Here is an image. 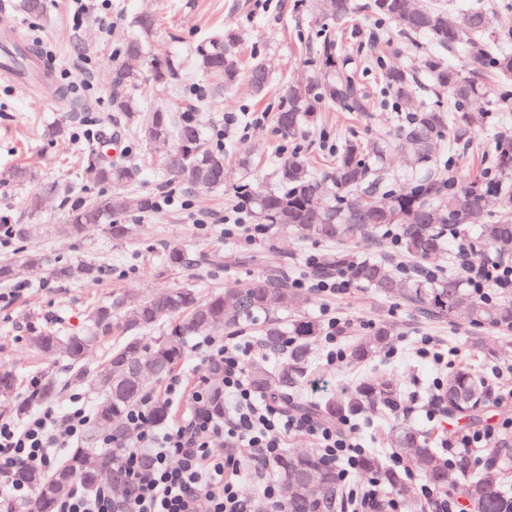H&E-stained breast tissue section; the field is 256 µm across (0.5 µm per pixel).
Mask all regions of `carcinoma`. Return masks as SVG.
Masks as SVG:
<instances>
[{
  "mask_svg": "<svg viewBox=\"0 0 512 512\" xmlns=\"http://www.w3.org/2000/svg\"><path fill=\"white\" fill-rule=\"evenodd\" d=\"M362 12L371 21L370 29L350 26L354 14ZM138 34L129 39L112 65V111L147 145H162L160 162L165 176L204 189L224 187V149L213 148L190 113L205 107L200 98L189 110L174 111L165 106L142 107L137 94L146 82L165 84L176 79L178 68L169 60L147 56L146 42L156 26V15L147 10L134 20ZM392 26L405 37L431 41L436 51L425 62L428 84L448 98H423L407 123L389 134L366 141L352 134L326 173L314 174L307 160L297 152L288 154L276 166L274 187L253 194L250 185L238 186L244 204L250 206L263 224L286 227L304 238L335 240L342 236L367 239L386 228L398 232L399 250L420 264L445 249V233H462L478 258L492 253L512 260V133L503 127L497 137L492 173L469 178L458 177L453 170L438 169L434 155L435 140L446 138L455 143L471 141L473 134L470 106L483 101L489 112L512 110V27L503 25L478 0L453 9L430 0H327L324 21L305 38L306 47L316 54L314 69L301 83L288 85L285 102L276 113L282 136L295 138L318 124L326 110L373 112L375 99L366 90L350 58L342 54L348 40L377 43L375 30ZM237 34L230 27L216 28L206 34L194 49L192 67L216 79L215 91L233 88L246 77L255 95L262 99L270 90L271 74L261 56L251 58L243 68L236 51ZM382 83L399 112L411 110L420 83L404 65L382 66ZM82 122L76 115L48 128V135L66 138L70 125ZM403 149L412 152L417 172L404 186L388 193L386 201H377L386 180L388 157ZM87 166L102 185L119 186L131 177L132 169L95 152ZM157 198L151 194L126 196L101 194L87 202L76 201L69 213L66 232L79 233L85 224H103L113 241L129 239L133 225L125 217L131 212L147 214L156 210ZM24 224H1L0 239L21 242L26 236ZM165 267L177 270L191 263L189 251L172 246L164 256ZM47 261L38 253L0 262V283L7 284L19 273L35 275ZM330 268H342L351 284L370 288L385 297H397L413 305L421 314L446 319L464 308L472 324L487 330L512 329V299H484L450 275L429 279L421 274L399 275L386 261L372 255L353 257L339 253ZM108 272L89 259L58 260L49 275L59 282L98 283ZM310 303L307 293L291 288L281 276L255 278L243 288H227L207 296L191 284L167 287L141 297L118 293L98 303L87 314V333H65L29 320L26 340L46 358L66 354L62 375L43 372L36 376L32 390L18 397L15 369L0 365V399L12 404L11 415L21 419L33 407L54 400L65 386H87L103 396L86 445L74 448L66 460L50 474L17 468L0 477L5 482L21 481L35 489L28 500L0 504V512H55L60 498L74 485L87 490L99 485L104 474L112 475V494L121 503L135 496L136 489L119 469L112 450L98 451L95 443L99 427L111 431L112 443L127 447L132 436L124 425L125 410L146 392L145 376L162 378L182 361L185 340L230 330L257 317L264 319L262 336L275 348L284 337L293 336L299 344L292 347L288 369L281 370L267 360L256 361L248 369L249 380L261 394H287L304 373L306 343L321 335L317 321L301 315ZM295 317L283 323L282 315ZM119 339L107 353V369L96 371L87 362L95 336L112 331ZM392 330L378 327L360 340L351 352L353 359L366 361L390 342ZM436 399L448 408V414L460 418L476 415L486 405L484 383L467 368H459L439 385ZM400 387L390 376L363 385L309 406L320 417L333 418L356 413L367 406L389 407L398 401ZM390 447L422 466L426 479L441 494L455 491L463 495L471 512H512V488L504 464L512 461V431L505 430L486 449L490 461L472 474L471 457L459 454L453 464L443 459L410 427H399L391 434ZM276 470L288 489L284 512H339L343 507L342 489L336 467L322 463L314 453L282 454ZM360 471L381 480L405 505L415 503L402 476L385 466L383 459L366 454Z\"/></svg>",
  "mask_w": 512,
  "mask_h": 512,
  "instance_id": "cac0c4a2",
  "label": "carcinoma"
}]
</instances>
